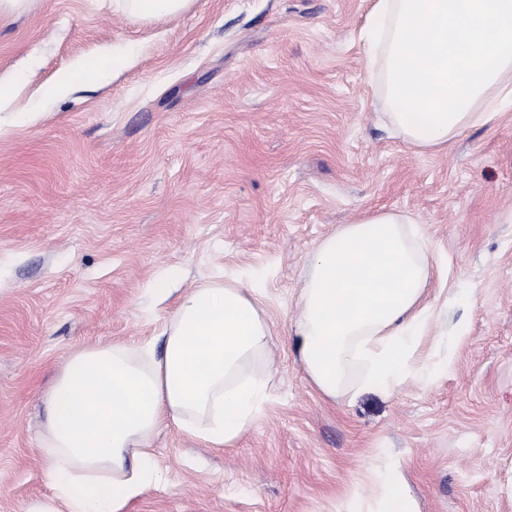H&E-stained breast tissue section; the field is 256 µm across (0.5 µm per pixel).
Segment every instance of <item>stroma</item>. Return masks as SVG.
<instances>
[{"label":"stroma","mask_w":512,"mask_h":512,"mask_svg":"<svg viewBox=\"0 0 512 512\" xmlns=\"http://www.w3.org/2000/svg\"><path fill=\"white\" fill-rule=\"evenodd\" d=\"M373 3L191 0L144 23L116 0H32L0 20V76L19 79L0 113V512L53 496L46 400L67 359L158 341L215 281L272 327L262 410L221 448L163 430L162 481L123 512H375L387 464L418 512H512V111L408 148L367 71ZM105 50L117 66L57 93ZM378 211L419 224L434 316L417 377L329 398L295 347L300 289L319 242Z\"/></svg>","instance_id":"stroma-1"}]
</instances>
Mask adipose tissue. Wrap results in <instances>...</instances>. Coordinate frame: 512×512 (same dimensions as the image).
<instances>
[{
	"label": "adipose tissue",
	"instance_id": "1",
	"mask_svg": "<svg viewBox=\"0 0 512 512\" xmlns=\"http://www.w3.org/2000/svg\"><path fill=\"white\" fill-rule=\"evenodd\" d=\"M369 63L389 124L420 152L512 108V0H375L366 26ZM428 248L409 215L382 211L340 225L316 247L294 335L316 388L336 397L353 366L383 387L412 374L429 307ZM272 328L232 284L181 296L163 331L165 350L91 347L65 363L48 397L43 441L53 502L34 512H123L157 483L153 438L175 425L221 447L247 431L268 390L251 372ZM379 512H416L403 478L376 476Z\"/></svg>",
	"mask_w": 512,
	"mask_h": 512
}]
</instances>
